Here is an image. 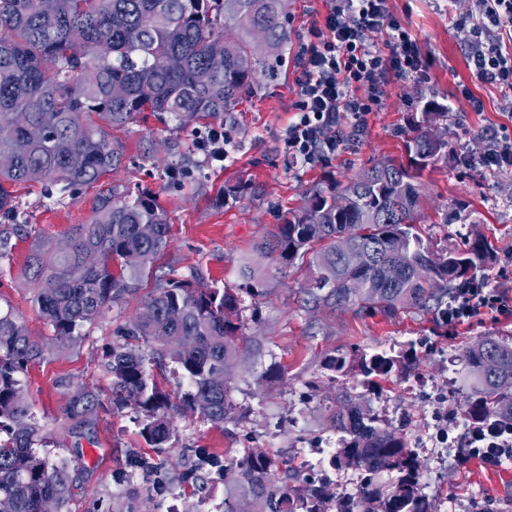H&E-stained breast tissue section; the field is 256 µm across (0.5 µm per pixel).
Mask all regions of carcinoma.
Here are the masks:
<instances>
[{
    "mask_svg": "<svg viewBox=\"0 0 512 512\" xmlns=\"http://www.w3.org/2000/svg\"><path fill=\"white\" fill-rule=\"evenodd\" d=\"M0 0V259L10 256L15 224L13 187L42 173L47 191L98 184L121 165L117 130L150 112L179 124L231 116L255 91L256 66L282 57L290 33L287 0ZM224 60L221 68L214 60ZM448 141L428 125H415L407 159H384L348 183L330 182L307 192L259 249L286 266L310 271L304 306L359 317L393 319L405 309L436 315L448 324V297L471 278L494 248L482 236L468 249L435 253L417 230L423 171ZM83 163L74 166L70 158ZM170 246V224L156 196L108 185L96 197L94 215L74 224L65 246L37 241L28 257L33 302L59 343L102 317L125 297L153 282L133 319L121 326L106 370L112 408L140 416V435L155 452L169 447L174 417L192 413L215 425L242 417L230 398L226 375L236 354L244 309L242 295H260L250 267L239 271L243 287H218L191 278L155 277V263ZM354 246L376 261L351 269L342 259ZM400 267L386 277L388 265ZM159 344L153 361L169 359L190 389L171 395L156 382L139 345ZM45 355L22 321L0 314V512H62L71 492L67 466L34 450L35 427L21 375ZM470 372L464 414L473 426L490 418L512 424V340L485 336L466 348ZM409 359L408 353L361 352L327 358L324 368L343 376L356 371L373 387ZM336 433L331 464L363 474L357 492L334 495L316 482L288 485L280 475L290 462L258 448L220 459L196 450L195 467L217 470L234 493L224 512H435L422 492L420 464L403 435L350 394L328 406ZM385 473L387 481L378 477Z\"/></svg>",
    "mask_w": 512,
    "mask_h": 512,
    "instance_id": "cac0c4a2",
    "label": "carcinoma"
}]
</instances>
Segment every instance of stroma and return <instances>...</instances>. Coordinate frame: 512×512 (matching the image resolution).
<instances>
[{"label": "stroma", "mask_w": 512, "mask_h": 512, "mask_svg": "<svg viewBox=\"0 0 512 512\" xmlns=\"http://www.w3.org/2000/svg\"><path fill=\"white\" fill-rule=\"evenodd\" d=\"M390 7L393 19L417 39L427 79L392 82L382 109L370 115L366 127L348 138L335 157L301 167L283 151L298 99L295 61L309 42L311 24L326 11L324 0H288L287 54L273 73L261 77L254 93L243 97L233 118L216 117L230 140L225 166L205 163L196 152L197 135L206 129L202 123L182 125L169 116H151L118 131L125 159L113 172L112 183L158 195L171 225V245L156 263L157 274L187 278L198 272L206 281L235 286L240 266H254L260 273L264 293L246 302L242 341L228 367L231 399L250 412L243 421L221 426L191 415L176 417L162 476L136 474L132 456L149 454L150 449L135 414L113 409L105 370L115 330L141 303L137 296L124 299L85 325L74 341L52 343L22 377L31 421L38 429L36 451L70 472L72 492L63 512H158L162 504L172 512H224L223 481L210 479L198 487L184 480L198 448L231 455L240 448H259L294 456L296 483L305 485L316 477L308 445L332 437L327 407L352 384L347 376L329 379L324 363L333 354L397 353L415 342L416 360L393 372L383 390L366 393L363 402L412 440L423 407L409 385L418 380L444 385L448 431L459 433V400L466 390L463 352L487 335L512 336V310L483 314L454 328L438 327L432 315L415 310L391 320L360 318L349 311H309L302 303L307 272L257 249L310 189L330 178L348 182L380 160L400 157L411 122L432 101L448 110L435 120L448 130V151L421 177L422 238L441 252L468 248L476 235L487 236L495 252L477 276L512 297V171L463 163L476 135H490L503 124L512 127L503 94L480 82L469 66L471 35L458 20L470 2L390 0ZM463 85L482 100L483 111L472 110L462 99ZM239 181L244 184L239 199L225 201V184ZM15 195L18 221L32 231L15 239L10 258L0 260V312H13L33 338L51 339L52 327L31 303L26 258L35 240L61 244L70 225L88 220L96 190L49 199L43 183L32 182L16 187ZM459 201L468 206L466 219L442 223V214ZM81 388L98 399L84 421L68 412ZM421 462L422 491L434 499L437 512H512V466L493 469L463 460L458 452L443 464L427 456Z\"/></svg>", "instance_id": "35a3bbf8"}]
</instances>
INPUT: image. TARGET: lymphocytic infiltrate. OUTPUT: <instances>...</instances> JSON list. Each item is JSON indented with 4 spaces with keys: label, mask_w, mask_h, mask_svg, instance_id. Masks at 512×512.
Here are the masks:
<instances>
[{
    "label": "lymphocytic infiltrate",
    "mask_w": 512,
    "mask_h": 512,
    "mask_svg": "<svg viewBox=\"0 0 512 512\" xmlns=\"http://www.w3.org/2000/svg\"><path fill=\"white\" fill-rule=\"evenodd\" d=\"M462 21L472 35L470 61L477 79L508 92L512 109V0H471ZM297 61L299 93L284 145L296 164L307 166L336 155L344 125L360 129L379 111L391 78L420 76L421 52L412 33L392 18L388 0H326L322 21ZM467 162L492 170H512V130L471 149ZM512 300L499 289L480 285L457 289L448 304V322L463 323L500 312ZM464 456L500 467L512 463V428L471 427Z\"/></svg>",
    "instance_id": "lymphocytic-infiltrate-1"
}]
</instances>
